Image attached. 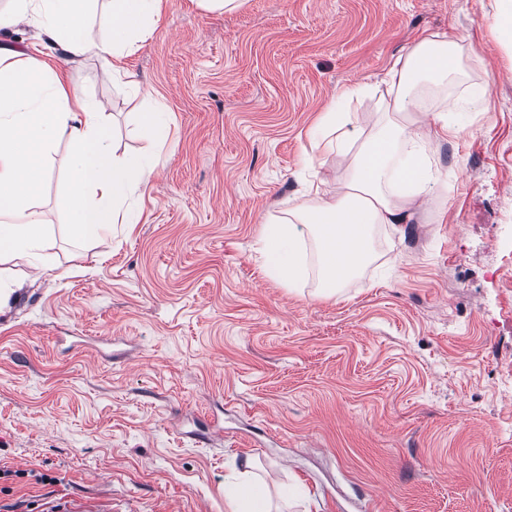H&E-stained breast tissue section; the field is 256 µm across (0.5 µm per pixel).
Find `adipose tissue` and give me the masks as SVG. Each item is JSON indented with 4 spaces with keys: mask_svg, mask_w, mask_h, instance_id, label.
Masks as SVG:
<instances>
[{
    "mask_svg": "<svg viewBox=\"0 0 512 512\" xmlns=\"http://www.w3.org/2000/svg\"><path fill=\"white\" fill-rule=\"evenodd\" d=\"M0 12V27L36 26L56 43L67 61L94 56L106 73L134 85L120 62L134 42L160 21L166 0H112L108 29L101 40L90 35L97 0H11ZM463 47L456 35L429 34L401 50L386 71L380 98L387 119L372 134L356 127L350 113L328 109L313 128L326 151L346 163L334 191L315 194L309 205L270 220L264 228L266 272L288 285L303 276L306 255L296 250V227L313 236L321 282L337 293L375 259L374 229L407 223L433 176L426 167L425 125L447 127L452 112H485L487 86H471L467 96L429 107L417 93L420 82L442 84L463 69ZM70 152L66 185V223L80 240L98 238L112 224L138 223L126 209L129 192L147 184L152 173L143 156L120 157L102 104L79 93L61 69L0 47V263L51 264V238L39 203L47 161L59 139ZM233 512H280L262 488L252 461L225 492Z\"/></svg>",
    "mask_w": 512,
    "mask_h": 512,
    "instance_id": "1",
    "label": "adipose tissue"
}]
</instances>
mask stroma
Here are the masks:
<instances>
[{
  "instance_id": "obj_1",
  "label": "stroma",
  "mask_w": 512,
  "mask_h": 512,
  "mask_svg": "<svg viewBox=\"0 0 512 512\" xmlns=\"http://www.w3.org/2000/svg\"><path fill=\"white\" fill-rule=\"evenodd\" d=\"M443 29L491 109L431 128L424 207L376 226V261L338 296L303 224L302 281L267 276L265 223L345 168L315 117ZM123 65L149 95L92 57L64 70L106 102L116 154L151 159L141 220L75 242L57 141L55 266L12 267L0 313V512H229L246 458L288 512H512V50L493 0H167ZM156 107L157 147L140 133ZM141 123L142 133L157 144L166 142L169 134V120L166 112L160 109H152L143 113Z\"/></svg>"
}]
</instances>
